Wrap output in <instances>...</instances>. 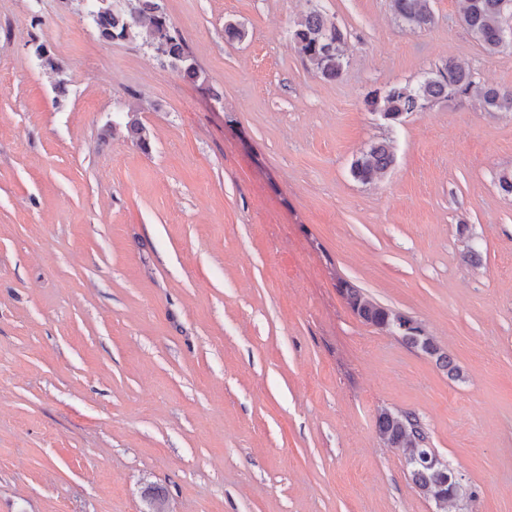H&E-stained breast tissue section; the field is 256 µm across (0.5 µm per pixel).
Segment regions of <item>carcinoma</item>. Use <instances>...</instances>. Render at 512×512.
I'll return each mask as SVG.
<instances>
[{
	"label": "carcinoma",
	"instance_id": "obj_1",
	"mask_svg": "<svg viewBox=\"0 0 512 512\" xmlns=\"http://www.w3.org/2000/svg\"><path fill=\"white\" fill-rule=\"evenodd\" d=\"M394 10L397 18L412 29L422 30L433 22L430 0H394ZM89 15L102 37L139 39L183 78L192 82L200 79L183 36L173 27L160 0H124L121 7L111 0H90ZM462 23L487 53L494 54L503 47L504 29L512 25V0H465ZM291 39L296 52L316 74L326 80L342 76L347 65L344 34L320 7L311 8L295 22ZM471 97L477 98L487 112H512V91L480 84L472 72L451 60L415 84H397L370 95L366 102L373 112L395 116L422 109L436 100L463 101ZM122 120L128 137L140 148H147L149 132L138 119L137 110L127 111ZM393 164L392 146L378 141L353 162L351 173L354 179L369 183ZM339 288L354 314L367 324L390 332L402 317V313L380 305L347 281L339 282ZM400 338L436 358L450 378L461 379L460 369L422 327H411ZM376 431L383 443L403 451L414 485L439 509H445L448 496L457 495L460 485L451 468L425 463L424 457L435 451L422 446L425 435L420 421L410 413L383 410L377 417Z\"/></svg>",
	"mask_w": 512,
	"mask_h": 512
}]
</instances>
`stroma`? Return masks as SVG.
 I'll list each match as a JSON object with an SVG mask.
<instances>
[{"label": "stroma", "mask_w": 512, "mask_h": 512, "mask_svg": "<svg viewBox=\"0 0 512 512\" xmlns=\"http://www.w3.org/2000/svg\"><path fill=\"white\" fill-rule=\"evenodd\" d=\"M318 2L336 81L291 42L309 0H163L191 83L83 0H0V512H152V491L165 512H437L384 410L454 470L448 512H512V112L390 125L365 103L449 60L512 91V45L487 54L460 0L415 31L391 0ZM132 106L145 151L112 125ZM385 138L392 168L355 180ZM342 279L461 379L361 321ZM402 341L416 347L424 353L435 357L436 363L443 370L448 371V376L452 379H461L460 369L453 365L448 355L441 351L440 347L435 343L431 336H428L424 329L419 327L408 328L402 335H399Z\"/></svg>", "instance_id": "35a3bbf8"}]
</instances>
